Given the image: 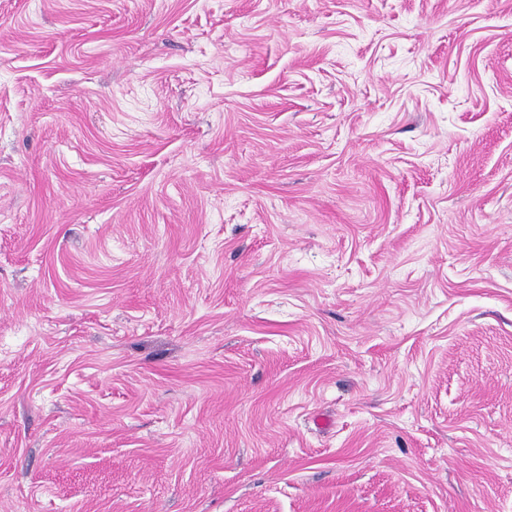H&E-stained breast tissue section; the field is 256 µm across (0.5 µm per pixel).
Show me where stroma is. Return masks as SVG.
<instances>
[{"label": "stroma", "instance_id": "obj_1", "mask_svg": "<svg viewBox=\"0 0 512 512\" xmlns=\"http://www.w3.org/2000/svg\"><path fill=\"white\" fill-rule=\"evenodd\" d=\"M0 512H512V0H0Z\"/></svg>", "mask_w": 512, "mask_h": 512}]
</instances>
